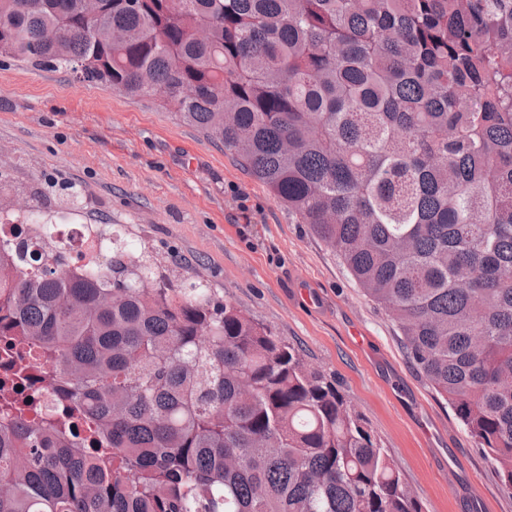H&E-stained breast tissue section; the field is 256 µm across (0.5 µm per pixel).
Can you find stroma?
Returning a JSON list of instances; mask_svg holds the SVG:
<instances>
[{
	"mask_svg": "<svg viewBox=\"0 0 512 512\" xmlns=\"http://www.w3.org/2000/svg\"><path fill=\"white\" fill-rule=\"evenodd\" d=\"M41 192L293 344L363 413L423 512H512L493 465L407 358L395 323L218 138L130 97L0 56V219Z\"/></svg>",
	"mask_w": 512,
	"mask_h": 512,
	"instance_id": "35a3bbf8",
	"label": "stroma"
}]
</instances>
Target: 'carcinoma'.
<instances>
[{"instance_id":"1","label":"carcinoma","mask_w":512,"mask_h":512,"mask_svg":"<svg viewBox=\"0 0 512 512\" xmlns=\"http://www.w3.org/2000/svg\"><path fill=\"white\" fill-rule=\"evenodd\" d=\"M0 54L157 94L325 242L512 495V0H0ZM0 239V512H422L294 346L104 228Z\"/></svg>"}]
</instances>
